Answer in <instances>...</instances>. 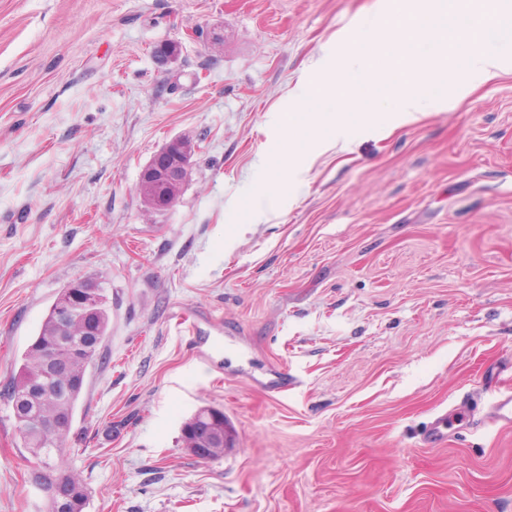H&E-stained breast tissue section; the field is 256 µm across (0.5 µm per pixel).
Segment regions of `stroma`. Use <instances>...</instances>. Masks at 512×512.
<instances>
[{"instance_id":"stroma-1","label":"stroma","mask_w":512,"mask_h":512,"mask_svg":"<svg viewBox=\"0 0 512 512\" xmlns=\"http://www.w3.org/2000/svg\"><path fill=\"white\" fill-rule=\"evenodd\" d=\"M375 0H0V386L59 290L107 284L66 463L87 512H512V72L345 151L285 130L313 59ZM220 29L211 50L196 30ZM180 44L160 64L156 45ZM190 138L177 203L136 185ZM208 341L194 348L189 330ZM287 365V391L259 382ZM473 401L446 443L443 409ZM224 410L233 453L183 421ZM0 396V512H46ZM181 440L183 447L195 456L197 455L188 448H196L198 454L204 458L208 457L209 448H214L212 460L237 449L226 448L224 452L227 447L224 439V411L214 408L204 407L195 411L182 426ZM464 407L454 406L446 409L434 416L424 431V440L428 445H436L448 438V425L456 422L460 416L464 415Z\"/></svg>"}]
</instances>
